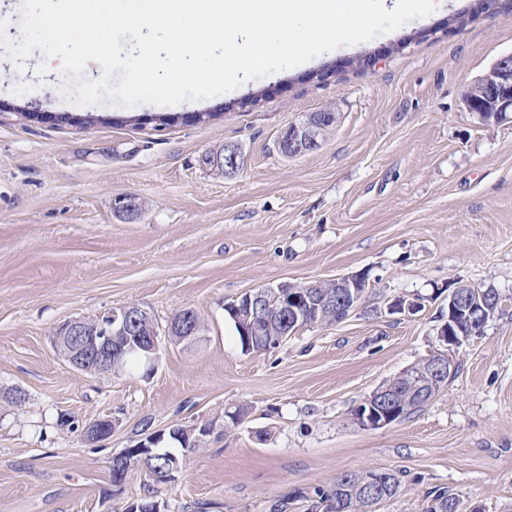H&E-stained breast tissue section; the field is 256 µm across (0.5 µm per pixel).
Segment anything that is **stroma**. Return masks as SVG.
<instances>
[{
  "mask_svg": "<svg viewBox=\"0 0 512 512\" xmlns=\"http://www.w3.org/2000/svg\"><path fill=\"white\" fill-rule=\"evenodd\" d=\"M507 53L512 0H449L177 105H80L62 73L38 77L41 51L20 69L1 60L0 396L20 388L27 402L0 400V512H124L149 495L167 512H268L365 470L401 475L377 512H421L438 486L466 512H512V123L482 125L461 103ZM327 108L340 120L317 150L280 153L289 124ZM227 145L238 171L204 165ZM121 196L142 201L136 218L116 211ZM354 273L366 290L344 321L242 349L228 303ZM461 283L498 291L503 313L455 348L459 370L426 407L362 427L364 398L437 349ZM402 300L421 308L398 312ZM131 302L159 330L189 308L203 326L130 375L58 354L60 324ZM103 418L111 436L86 443ZM201 425L210 434L170 482L138 471L113 483V455L151 432L179 451L169 430Z\"/></svg>",
  "mask_w": 512,
  "mask_h": 512,
  "instance_id": "35a3bbf8",
  "label": "stroma"
}]
</instances>
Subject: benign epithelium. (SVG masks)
Returning <instances> with one entry per match:
<instances>
[{
    "label": "benign epithelium",
    "mask_w": 512,
    "mask_h": 512,
    "mask_svg": "<svg viewBox=\"0 0 512 512\" xmlns=\"http://www.w3.org/2000/svg\"><path fill=\"white\" fill-rule=\"evenodd\" d=\"M466 111L481 123L498 124L512 119V53L498 58L489 70L467 85L462 95ZM337 117L331 109L309 114L298 123L288 126L281 135L286 155L295 150L311 152L321 143L335 127ZM241 158L237 149L226 146L224 151L215 154L213 166L226 173L237 170ZM319 281L306 282L300 288L279 286L280 294L288 300V310L283 313V323L293 328L301 319L300 304L308 300L316 301L325 309H330L336 298L356 303L361 297V288L365 287L362 277L348 275L333 281L334 292L321 293ZM266 292L259 290L249 292L242 303L235 307L238 323L253 327L259 321L271 316V309L266 303ZM484 299L482 294L474 291L470 284H459L448 293V307L463 306L476 316H484ZM199 335V322L195 311L185 309L173 318L167 328L168 340L180 343L191 342ZM137 338V352L144 357L145 363L154 364L158 358L161 337L152 315L137 304L113 307L103 312L94 321L75 319L60 326L54 337L56 351L73 368L83 372H96L103 369L118 371L126 354V338ZM441 349L429 356L421 372L415 376L413 394L421 400H428L432 390L443 380L453 377L456 362L451 349L472 338V334L453 336L449 334L448 324H443L437 331ZM367 411L361 412L360 424L366 428L377 429L398 420L394 392L388 388L373 391L364 401ZM113 424L108 419L96 420L84 430V438L96 442L112 434Z\"/></svg>",
    "instance_id": "1"
}]
</instances>
